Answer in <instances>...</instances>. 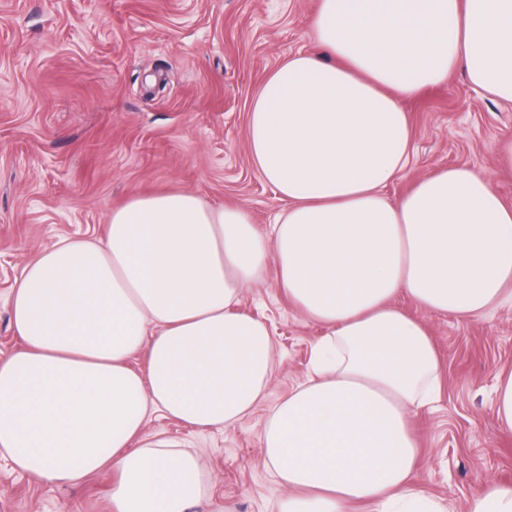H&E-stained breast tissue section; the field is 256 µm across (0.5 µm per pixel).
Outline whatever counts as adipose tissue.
Instances as JSON below:
<instances>
[{
  "label": "adipose tissue",
  "mask_w": 512,
  "mask_h": 512,
  "mask_svg": "<svg viewBox=\"0 0 512 512\" xmlns=\"http://www.w3.org/2000/svg\"><path fill=\"white\" fill-rule=\"evenodd\" d=\"M311 33L316 51L289 55L248 116L282 204L264 230L191 191L140 194L104 239L25 264L9 300L23 347L0 358L15 469L56 485L111 470L112 512H211L196 452L144 429L159 413L226 430L263 400L273 338L236 306L273 267L325 330L260 436L278 512H441L410 431L439 395V359L399 300L469 317L512 302V206L466 167L386 189L411 160L405 101L460 70L512 102V0H320Z\"/></svg>",
  "instance_id": "obj_1"
}]
</instances>
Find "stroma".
Masks as SVG:
<instances>
[{"label":"stroma","mask_w":512,"mask_h":512,"mask_svg":"<svg viewBox=\"0 0 512 512\" xmlns=\"http://www.w3.org/2000/svg\"><path fill=\"white\" fill-rule=\"evenodd\" d=\"M319 0H0V356L21 347L9 297L25 263L63 238H103L113 207L169 189L243 206L258 227L280 202L255 170L246 139L252 100L288 56L314 47ZM413 155L391 198L448 166L493 176L512 204L497 151L512 139V103L476 90L463 72L407 102ZM421 318L440 360L441 392L415 416L418 481L444 512H466L486 481L512 484V433L493 407L512 371V306L477 318ZM237 309L264 320L277 370L265 398L229 430L201 431L159 415L146 434L195 448L216 512H274L282 489L259 435L302 384L323 335L288 301L269 269ZM111 471L54 486L0 460V512H111Z\"/></svg>","instance_id":"1"}]
</instances>
